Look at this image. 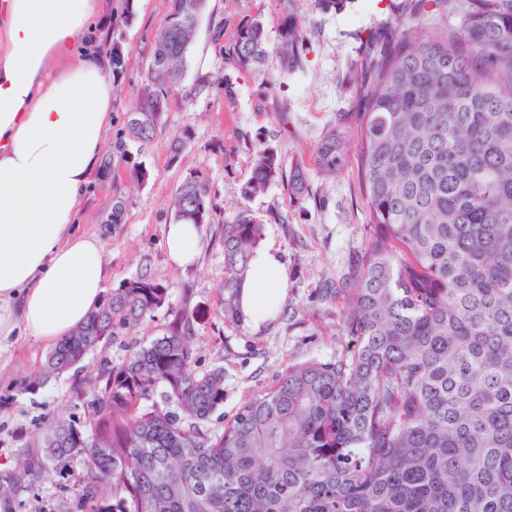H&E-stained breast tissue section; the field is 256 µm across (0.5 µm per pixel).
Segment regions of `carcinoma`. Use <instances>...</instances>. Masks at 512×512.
<instances>
[{
  "label": "carcinoma",
  "instance_id": "obj_1",
  "mask_svg": "<svg viewBox=\"0 0 512 512\" xmlns=\"http://www.w3.org/2000/svg\"><path fill=\"white\" fill-rule=\"evenodd\" d=\"M120 0L112 26L129 23ZM279 76L301 70L305 34L285 0ZM123 135L102 159L137 182L129 143L160 131L206 0H169ZM456 13L460 24L428 25ZM355 84L358 112L323 135L313 166L334 177L353 144L371 236L342 287L347 355L290 366L216 433L224 368H195V315L174 312L164 335L98 376L88 417L54 415L14 471L13 496L45 466L82 464L60 512H512V0H404L395 26L366 39ZM259 17L240 22L226 55L240 70L268 57ZM126 72L112 39V85ZM188 133L170 137L176 160ZM308 191L307 166L278 151L255 159L250 199L276 182ZM115 194L104 223H125ZM174 220L213 221L212 187L187 176ZM263 222L247 208L224 225V319L242 320L239 295ZM168 302L162 280L141 273L112 290L47 354L44 382L78 371L116 329L132 331Z\"/></svg>",
  "mask_w": 512,
  "mask_h": 512
}]
</instances>
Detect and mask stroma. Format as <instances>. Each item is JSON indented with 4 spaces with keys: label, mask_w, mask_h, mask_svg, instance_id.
Here are the masks:
<instances>
[{
    "label": "stroma",
    "mask_w": 512,
    "mask_h": 512,
    "mask_svg": "<svg viewBox=\"0 0 512 512\" xmlns=\"http://www.w3.org/2000/svg\"><path fill=\"white\" fill-rule=\"evenodd\" d=\"M399 0H349L344 11L323 9L321 0H292L293 12L305 29V65L277 85L279 59L269 54L263 67L241 71L225 57L236 25L249 17L265 23L269 41H276L283 0H207L185 64V85L208 77L209 91L193 102L173 96L162 116L158 136L132 147L133 161L145 165V183L118 170L107 181L87 189L73 230L97 235L104 244L107 289L120 287L142 270L159 274L168 290L167 306L136 331L118 330L90 353L78 374H65L34 384L47 347L22 336L0 341V472L13 470L20 450L32 443L53 411L65 408L85 420L104 367L120 363L132 345L163 335L174 311L190 307L196 314L192 346L197 371L224 369V405L208 428L221 430L242 404L270 390L288 366L311 359L329 361L350 351L354 341L343 329V298L333 295L370 237L368 210L357 190L356 171L346 166L327 178L309 169V192L296 196L282 183L244 199L241 189L259 152L276 149L287 163L310 161L326 129L339 117L353 118L358 105L351 83L354 68L372 32L395 23ZM169 10L168 0H136L135 16L117 32L126 54V75L116 89L108 139L123 128V117L135 100L148 62L152 35ZM235 95L225 98V84ZM189 131L191 140L178 161H171V135ZM209 178L215 215L199 227L200 251L189 268L173 265L167 256L166 224L172 223L170 199L185 177ZM128 201L126 221L111 227L102 221L114 192ZM250 209L264 223V244L279 247L288 263L285 302L273 320L255 329L245 322L225 321L218 306L224 280V227L241 209ZM79 462L49 467L10 500L9 512H58L73 496Z\"/></svg>",
    "instance_id": "obj_1"
}]
</instances>
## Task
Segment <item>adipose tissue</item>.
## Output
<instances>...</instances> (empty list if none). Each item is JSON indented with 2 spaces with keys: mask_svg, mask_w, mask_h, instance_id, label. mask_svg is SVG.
I'll list each match as a JSON object with an SVG mask.
<instances>
[{
  "mask_svg": "<svg viewBox=\"0 0 512 512\" xmlns=\"http://www.w3.org/2000/svg\"><path fill=\"white\" fill-rule=\"evenodd\" d=\"M101 8L100 0H0V339L20 329L57 344L102 301L103 245L69 230L112 118L108 60L82 48ZM199 242L195 225L165 228L176 265L192 264ZM287 286L279 249L261 248L241 289L246 320L267 322Z\"/></svg>",
  "mask_w": 512,
  "mask_h": 512,
  "instance_id": "obj_1",
  "label": "adipose tissue"
}]
</instances>
